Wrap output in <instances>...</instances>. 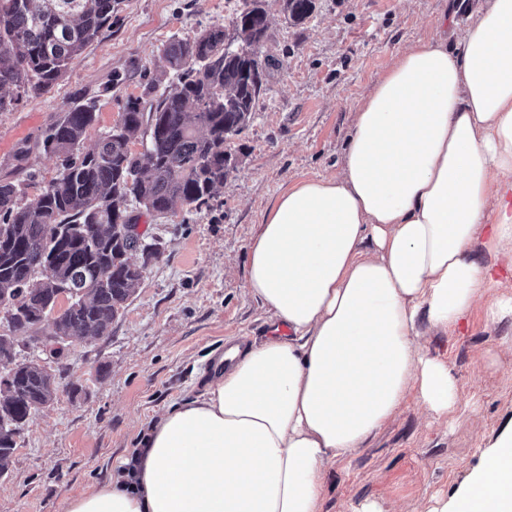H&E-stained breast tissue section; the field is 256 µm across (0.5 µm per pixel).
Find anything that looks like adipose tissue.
I'll list each match as a JSON object with an SVG mask.
<instances>
[{"label": "adipose tissue", "instance_id": "adipose-tissue-1", "mask_svg": "<svg viewBox=\"0 0 512 512\" xmlns=\"http://www.w3.org/2000/svg\"><path fill=\"white\" fill-rule=\"evenodd\" d=\"M512 266V0L417 44L355 114L339 172L281 194L248 246L271 336L232 346L202 398L153 422L130 469L65 512H322L328 466L415 396L458 403L420 339L483 302L512 318L477 251ZM432 512H512V431Z\"/></svg>", "mask_w": 512, "mask_h": 512}]
</instances>
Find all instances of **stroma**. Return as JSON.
<instances>
[{
    "instance_id": "stroma-1",
    "label": "stroma",
    "mask_w": 512,
    "mask_h": 512,
    "mask_svg": "<svg viewBox=\"0 0 512 512\" xmlns=\"http://www.w3.org/2000/svg\"><path fill=\"white\" fill-rule=\"evenodd\" d=\"M484 0H315L304 23L283 0H264L262 56L277 61L250 122L225 149L235 166L208 206L166 215L134 208L146 244L160 255L99 339L71 340L51 358L36 339L52 318L21 337L17 358L52 371L55 400L32 412L0 475V512H64L66 500L111 479L154 418L201 397L228 342L262 343L267 314L247 284L248 245L274 200L295 183L336 172L354 116L373 85L409 47L437 37L439 21L469 25ZM245 0H122L103 31L47 94L0 112V181L33 201L60 160L40 141L63 112L95 100L84 149L119 123L128 98L175 87L161 52L170 40L219 26L233 34ZM448 363L459 404L427 414L408 399L365 448L328 467L322 512H429L452 499L485 451L512 429V319L487 321L476 305L457 327L424 338Z\"/></svg>"
}]
</instances>
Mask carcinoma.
Instances as JSON below:
<instances>
[{"label": "carcinoma", "instance_id": "carcinoma-1", "mask_svg": "<svg viewBox=\"0 0 512 512\" xmlns=\"http://www.w3.org/2000/svg\"><path fill=\"white\" fill-rule=\"evenodd\" d=\"M122 0H0V112L48 93L69 65L112 27ZM289 18L301 23L314 0H286ZM237 29L245 46L227 48L224 29L174 39L162 50L179 75L168 92L128 99L121 119L91 151L83 139L96 120L94 104L71 108L45 136L43 149L62 157L57 177L31 203L20 206L16 187L0 181V305L12 307L10 324L29 333L57 306L60 341L110 334L112 321L136 292L143 267L130 266L142 238L126 233L134 223L128 202L165 215L176 204L198 210L224 186L229 166L224 143L251 119L256 98L271 76L260 59L268 20L261 0H250ZM194 111H187L188 107ZM147 127L144 153L129 148L130 135ZM41 279L33 280L36 270ZM0 463L8 464L16 436L32 412L55 399L51 376L33 363H17L0 337Z\"/></svg>", "mask_w": 512, "mask_h": 512}]
</instances>
